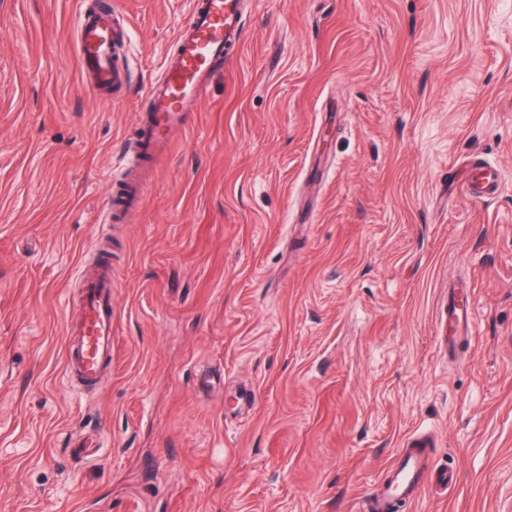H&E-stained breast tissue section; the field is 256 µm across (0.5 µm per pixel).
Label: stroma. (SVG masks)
<instances>
[{
	"mask_svg": "<svg viewBox=\"0 0 512 512\" xmlns=\"http://www.w3.org/2000/svg\"><path fill=\"white\" fill-rule=\"evenodd\" d=\"M107 4L117 101L74 47ZM190 6L0 0V512H353L421 431L458 480L398 512H512V0H249L143 206L104 223ZM101 235L112 373L86 393L65 319ZM468 275L451 360L436 321ZM497 188L496 172L483 163H474L467 180V191L470 198L475 202L487 203L492 199Z\"/></svg>",
	"mask_w": 512,
	"mask_h": 512,
	"instance_id": "stroma-1",
	"label": "stroma"
}]
</instances>
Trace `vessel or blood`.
I'll list each match as a JSON object with an SVG mask.
<instances>
[{"label": "vessel or blood", "mask_w": 512, "mask_h": 512, "mask_svg": "<svg viewBox=\"0 0 512 512\" xmlns=\"http://www.w3.org/2000/svg\"><path fill=\"white\" fill-rule=\"evenodd\" d=\"M244 0H193L191 13L182 25L177 50L170 55L148 92V109L138 113L130 139L134 152L114 171L115 189L107 219L119 221L139 210L151 183L150 160L167 153L175 132L189 128L197 106L207 98L218 65L228 51L239 46L245 33ZM124 30L112 17L111 8L82 14L76 30L77 54L83 74L92 78L98 96H118L126 88L129 71L119 56ZM498 188L495 171L474 163L467 180L470 198L479 203L492 199ZM93 267L77 273L79 298L73 323L66 333V372L77 376L85 389L99 386L112 367L115 339L112 322V260L107 241H100ZM473 313L470 289L458 281L448 287V310L442 324L449 352L472 336ZM429 444L410 438L387 470L378 492L358 504V512H393L394 501L413 502L428 486L448 487L453 470L429 467Z\"/></svg>", "instance_id": "1"}]
</instances>
